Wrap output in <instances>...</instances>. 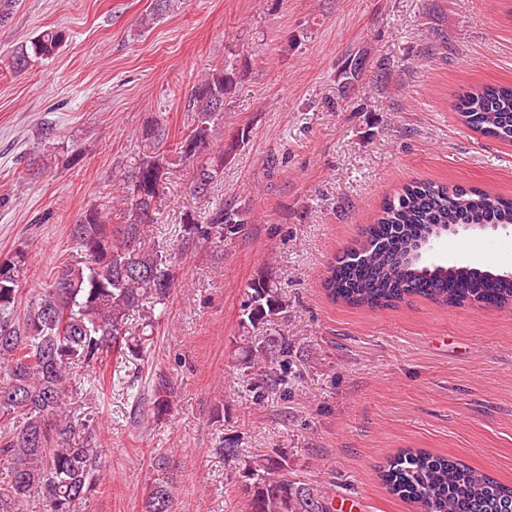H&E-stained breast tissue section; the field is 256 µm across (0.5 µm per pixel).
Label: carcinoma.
<instances>
[{
  "label": "carcinoma",
  "instance_id": "cac0c4a2",
  "mask_svg": "<svg viewBox=\"0 0 512 512\" xmlns=\"http://www.w3.org/2000/svg\"><path fill=\"white\" fill-rule=\"evenodd\" d=\"M66 40L61 29H47L20 45L12 58L19 71L35 59L56 54ZM377 80L389 63L366 57L351 60L341 73L339 99L364 71ZM236 64L202 78L188 106L196 119L172 152L183 161L200 160L194 191L203 197L222 178L224 164L245 144L239 130L228 148L201 158L215 123L224 118V99L240 83ZM454 108L471 130L512 143V83L471 85L456 95ZM162 122L144 127L139 152L118 187L114 212L84 211L71 228L78 253L52 284L41 289L18 316V284L24 253L0 260V461L11 465L0 481V512H82L100 482L98 461L85 436L64 413L68 391L81 383V370L106 360L140 354L145 335H153L163 313L143 315L142 337L128 335L130 312L151 296L163 305L177 275L163 256L142 247L155 223V203L163 185L165 141ZM448 224H512V196L476 186L416 179L386 198L365 228L363 240L327 269L325 290L334 302L368 308L395 307L420 297L449 307L504 308L512 305V275L478 267L429 263L416 256L426 240ZM233 209L218 210L208 224L185 218L188 238L224 241L241 229ZM242 327L253 329L283 311L280 294L259 278L248 285ZM241 365L288 355V337L268 336L255 344L245 336ZM169 407L164 383L152 402L159 416ZM246 483L249 512H330L328 503L306 483L288 477V453L249 455L228 442L220 448ZM173 456L151 458L155 476L146 489L143 512H171L177 488ZM389 491L418 512H512V487L461 460L423 448L403 449L380 467Z\"/></svg>",
  "mask_w": 512,
  "mask_h": 512
}]
</instances>
